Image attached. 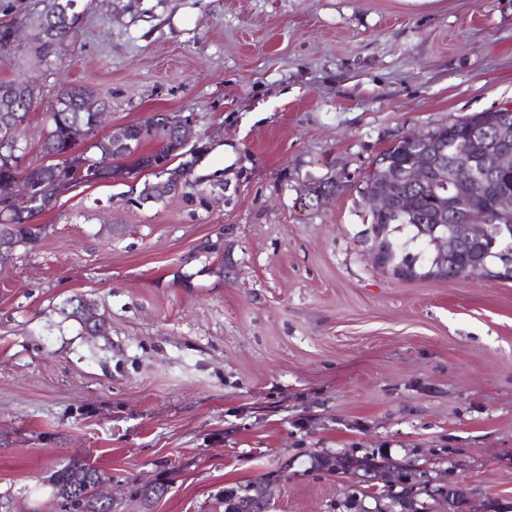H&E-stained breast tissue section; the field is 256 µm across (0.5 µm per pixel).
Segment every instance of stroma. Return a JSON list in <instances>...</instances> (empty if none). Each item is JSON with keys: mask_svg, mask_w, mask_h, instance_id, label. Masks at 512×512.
Wrapping results in <instances>:
<instances>
[{"mask_svg": "<svg viewBox=\"0 0 512 512\" xmlns=\"http://www.w3.org/2000/svg\"><path fill=\"white\" fill-rule=\"evenodd\" d=\"M48 60L30 29L0 81L40 99L23 164H46L66 84L107 125L193 129L194 187L142 200L153 171L80 185L0 264V512H69L70 459L112 512H378L411 488L444 512H512V281H404L376 267L359 190L401 137L512 103V0H78ZM333 182L326 205L310 187ZM86 302L104 321L72 317ZM387 457L383 487L321 456ZM158 483L160 497L135 495ZM263 485H256L252 494L224 499V512H262L261 504L265 499Z\"/></svg>", "mask_w": 512, "mask_h": 512, "instance_id": "stroma-1", "label": "stroma"}]
</instances>
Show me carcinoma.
<instances>
[{
  "instance_id": "cac0c4a2",
  "label": "carcinoma",
  "mask_w": 512,
  "mask_h": 512,
  "mask_svg": "<svg viewBox=\"0 0 512 512\" xmlns=\"http://www.w3.org/2000/svg\"><path fill=\"white\" fill-rule=\"evenodd\" d=\"M76 0H58V8L45 14L38 22V33L46 38L48 50L44 58H49L64 44L65 40L76 32L75 18L72 12ZM93 92L85 86L71 85L62 88L56 97L55 104L48 112V127L43 147L48 155L72 154L76 162L77 177L88 182L103 179L104 174L99 169L101 159L90 154L98 148L91 141L96 135L93 128L95 114L84 111L85 98ZM39 92L32 83L26 85V100L18 103L17 112L13 113L12 125L16 141H21V129L28 120V115L37 103ZM172 120L174 117L157 113L146 119L153 127V132L143 138L138 133H132L133 146L127 153L112 160V177L118 178L128 169L141 168L154 170L158 166L165 167L162 174L167 180L182 186L189 184L186 174L188 163L169 167L172 160L187 154L181 145L175 144V133ZM508 126L512 129V112H478L469 117H459L452 122L437 127L427 133L422 145L440 152L453 159L460 148L474 138L491 140L496 134L495 125ZM145 143L154 145L150 152H141ZM416 152V146L399 141L378 155L372 164L373 172L366 175L364 185L360 190L362 198H367L379 180L387 176L401 173ZM24 173L31 186L30 201L20 200L7 211L0 209V233L7 234L15 243L32 244L46 234V225L33 224L31 219L47 210L50 206L44 204L47 196L44 194L47 183L54 179L52 165L40 164L27 167L21 171L14 167L12 156H0V179L10 178ZM512 187V168L502 170L497 176L496 191L483 200L472 201L463 199L457 213L444 220L447 227H434L429 201L431 193L422 186H412L402 180L397 181L396 189L408 193L416 199V211L412 215L378 214L369 208H364L367 221L370 224L372 248L380 257V266L389 268L392 273L402 279H424L432 266L437 263L438 252L433 241L445 229L459 235L468 230V225H482L486 233L481 235V245L484 248L485 260L490 264L504 263L502 254L510 255L512 262V211L499 213L494 211L497 192ZM336 193V183L319 184L314 187L312 198L316 206L326 204ZM352 467L372 470L376 473L388 468H394L403 473V468L389 459L382 460H344L338 473L346 474ZM102 481V474L95 468L77 459L54 471L51 484L57 497L66 501L73 512H112L111 505H103L94 490ZM264 500L263 485L253 488V493L239 497H229L224 500V512H262Z\"/></svg>"
}]
</instances>
